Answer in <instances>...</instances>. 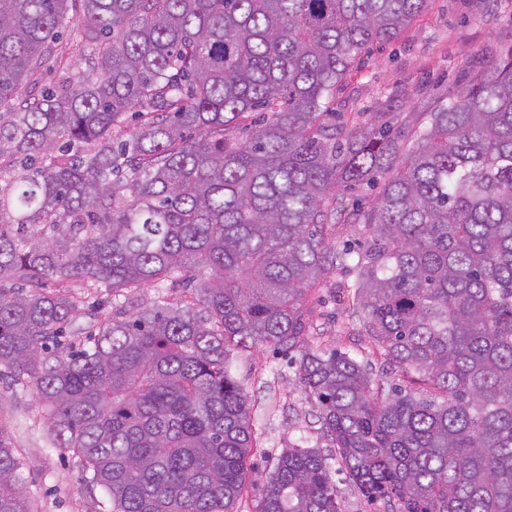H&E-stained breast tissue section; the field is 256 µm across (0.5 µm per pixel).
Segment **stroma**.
<instances>
[{"instance_id":"1","label":"stroma","mask_w":512,"mask_h":512,"mask_svg":"<svg viewBox=\"0 0 512 512\" xmlns=\"http://www.w3.org/2000/svg\"><path fill=\"white\" fill-rule=\"evenodd\" d=\"M511 47L512 0H429L401 37L361 56L328 108L352 122L369 126L382 117L403 129L408 121H424L427 111L447 102L464 83L468 67L489 68ZM63 59L80 68L85 65L71 40L61 39L43 64L40 83L20 86L19 95L32 98L56 83ZM377 192V187L364 184L344 193L340 218L325 228L330 250L365 240L367 228L355 222L353 206ZM354 279V273L339 268L309 292L305 317L315 347L349 353L370 363L374 374L386 375L389 383L425 393L428 386L419 374L393 366L361 330L353 315ZM230 372L252 400L257 437L247 458L248 479L237 508L257 512L261 486L282 448L299 446L326 453L331 444L320 429L314 400L298 380L291 353L241 346L234 352ZM0 425L22 463L31 512H111L106 494L87 488L78 459L51 444L46 418L32 391L6 375L0 377ZM331 481L341 512H389L383 502L364 497L340 465H333Z\"/></svg>"}]
</instances>
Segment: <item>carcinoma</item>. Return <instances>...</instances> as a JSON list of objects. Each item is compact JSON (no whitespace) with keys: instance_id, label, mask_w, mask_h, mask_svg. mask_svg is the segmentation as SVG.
Segmentation results:
<instances>
[{"instance_id":"cac0c4a2","label":"carcinoma","mask_w":512,"mask_h":512,"mask_svg":"<svg viewBox=\"0 0 512 512\" xmlns=\"http://www.w3.org/2000/svg\"><path fill=\"white\" fill-rule=\"evenodd\" d=\"M427 2L0 0V368L112 512H236L253 431L229 367L246 341L298 350L367 498L512 512V48L411 145L387 121L341 143L324 119L361 54ZM65 29L92 47L86 69L12 102ZM249 112L265 117L241 137ZM382 168L356 213L365 248L328 254L325 200ZM339 266L359 324L426 394L308 348L301 301ZM53 277L110 291L112 312L84 332L70 297L40 289ZM141 283L158 296L130 313L119 292ZM177 283L197 306L168 304ZM20 470L0 428V512H30ZM259 512H340L329 457L282 449Z\"/></svg>"}]
</instances>
